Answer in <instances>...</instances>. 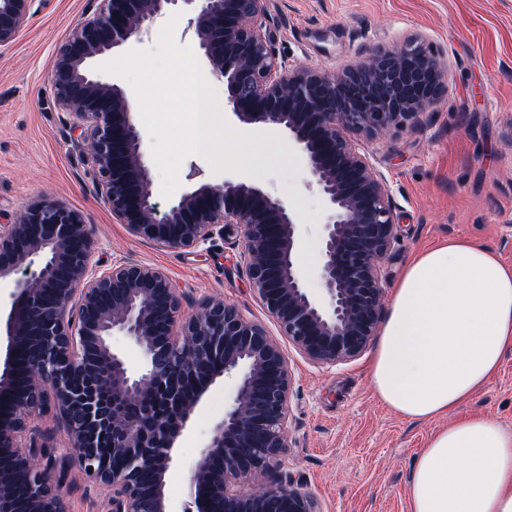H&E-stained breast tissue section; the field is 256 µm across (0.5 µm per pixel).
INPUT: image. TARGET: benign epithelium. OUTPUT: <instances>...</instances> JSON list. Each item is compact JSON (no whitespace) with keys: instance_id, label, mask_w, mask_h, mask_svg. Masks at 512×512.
<instances>
[{"instance_id":"1","label":"benign epithelium","mask_w":512,"mask_h":512,"mask_svg":"<svg viewBox=\"0 0 512 512\" xmlns=\"http://www.w3.org/2000/svg\"><path fill=\"white\" fill-rule=\"evenodd\" d=\"M35 0H0V48ZM56 54L55 103L80 130L75 146L94 188L128 232L165 249H199L234 234L249 284L282 335L309 361L358 356L379 327L381 260L395 238L384 176L355 139L408 129L441 99L440 51L415 36L375 48L338 72L278 58L266 0H99ZM193 7L187 31L227 87L224 111L245 125L288 133L307 162V186L327 205L321 227L323 293L311 296L296 255L302 225L288 204L240 176L220 184L190 170V187L158 211L132 104L93 63L139 41L178 4ZM92 225L51 199L0 225V512H69L66 473L75 463L110 512H170L164 493L174 448L210 387L236 388L189 470L194 512H321L315 496L280 477L252 485L289 448L291 375L280 345L259 322L214 298L189 314L162 268L94 260ZM116 333L140 351L129 368ZM53 411L67 441L56 456L31 422ZM24 489L18 495V489Z\"/></svg>"}]
</instances>
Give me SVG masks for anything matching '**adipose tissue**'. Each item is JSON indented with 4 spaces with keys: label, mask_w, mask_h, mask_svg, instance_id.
Returning <instances> with one entry per match:
<instances>
[{
    "label": "adipose tissue",
    "mask_w": 512,
    "mask_h": 512,
    "mask_svg": "<svg viewBox=\"0 0 512 512\" xmlns=\"http://www.w3.org/2000/svg\"><path fill=\"white\" fill-rule=\"evenodd\" d=\"M512 350V267L452 240L405 269L371 362L376 395L414 420L447 415L487 386ZM411 512H512V430L467 416L417 455Z\"/></svg>",
    "instance_id": "ef3b65f1"
}]
</instances>
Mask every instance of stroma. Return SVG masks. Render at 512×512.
<instances>
[{"label": "stroma", "instance_id": "stroma-1", "mask_svg": "<svg viewBox=\"0 0 512 512\" xmlns=\"http://www.w3.org/2000/svg\"><path fill=\"white\" fill-rule=\"evenodd\" d=\"M96 7L95 0H36L19 37L0 51V225L38 198L56 199L93 224L102 264L158 266L179 286L185 312L221 298L278 335L239 265L238 238L160 249L130 235L97 197L74 148L79 132L49 91L58 46ZM266 7L276 50L293 64L335 70L416 34L443 53L449 74L441 103L414 129L360 144L384 175L398 217L382 262L384 303L418 252L448 240L471 241L512 264V0H267ZM256 147L254 183L282 198L303 225L296 262L310 293L320 295L324 200L307 188L306 162L286 133L259 134ZM283 350L292 386L280 474L314 494L321 512H410L414 459L448 418L414 421L384 405L370 384L374 348L333 366L311 363L288 343ZM234 392L233 380L218 381L178 443L165 478L177 512L191 505L188 471ZM458 413L512 429V351ZM68 479L70 512H110L78 466Z\"/></svg>", "mask_w": 512, "mask_h": 512}]
</instances>
